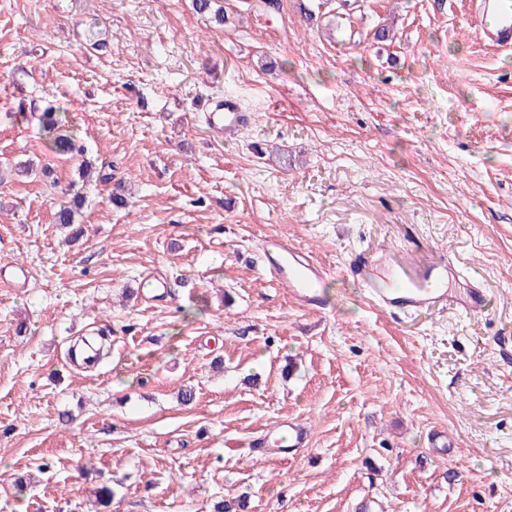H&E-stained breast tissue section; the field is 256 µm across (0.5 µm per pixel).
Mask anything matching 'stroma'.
<instances>
[{"instance_id": "obj_1", "label": "stroma", "mask_w": 512, "mask_h": 512, "mask_svg": "<svg viewBox=\"0 0 512 512\" xmlns=\"http://www.w3.org/2000/svg\"><path fill=\"white\" fill-rule=\"evenodd\" d=\"M219 2L221 29L192 0H0V265L31 272L0 285V512L104 486L109 512H512V50L472 0ZM50 94L102 175L74 229ZM227 94L233 141L205 123ZM267 236L327 266L331 309L263 273ZM383 247L452 258L487 310H377L347 264ZM288 419L307 446L256 455ZM86 196L80 192H76L72 197V200L66 204L60 205L54 212V221L57 224L71 225L76 224V216L85 205Z\"/></svg>"}]
</instances>
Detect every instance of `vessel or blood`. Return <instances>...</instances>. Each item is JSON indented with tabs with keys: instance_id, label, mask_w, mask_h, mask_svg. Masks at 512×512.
Segmentation results:
<instances>
[{
	"instance_id": "1",
	"label": "vessel or blood",
	"mask_w": 512,
	"mask_h": 512,
	"mask_svg": "<svg viewBox=\"0 0 512 512\" xmlns=\"http://www.w3.org/2000/svg\"><path fill=\"white\" fill-rule=\"evenodd\" d=\"M477 11L480 40L500 48L511 47L512 0H477ZM207 121L210 129L231 140L248 123L249 117L241 111L237 98L228 95L216 102ZM262 253L265 272L286 284L303 308L319 313L326 310L328 301L320 289L326 275L322 262L273 236L263 239ZM351 270L362 280L374 306L383 312L415 314L449 309L478 315L487 305L486 290L478 280L469 278L463 288H449L448 278L456 270L442 259L417 267H399L390 273V282L384 288L378 286L376 268L369 259L355 257ZM279 429L280 437L268 448V455L286 457L305 447L309 431L303 422L285 420L280 422Z\"/></svg>"
}]
</instances>
